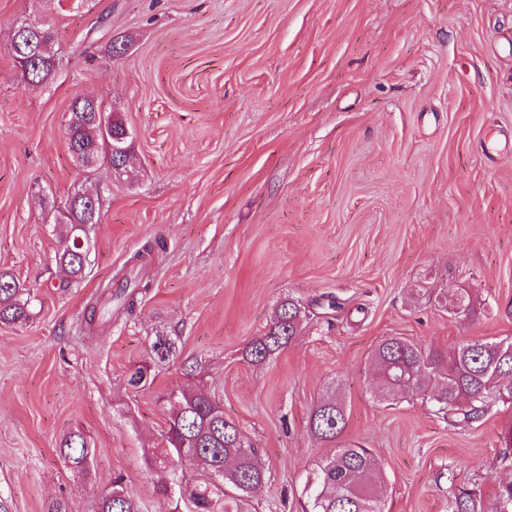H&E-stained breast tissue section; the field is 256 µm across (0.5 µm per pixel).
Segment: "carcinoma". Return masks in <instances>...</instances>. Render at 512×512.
Masks as SVG:
<instances>
[{"label":"carcinoma","instance_id":"cac0c4a2","mask_svg":"<svg viewBox=\"0 0 512 512\" xmlns=\"http://www.w3.org/2000/svg\"><path fill=\"white\" fill-rule=\"evenodd\" d=\"M56 33L43 23L28 32L36 50L32 59L8 51L15 66L30 81H48L58 64ZM109 133L86 103L74 99L66 128L68 150L84 166L100 159L112 160V141L126 131L119 115L108 120ZM89 201L80 191L67 198L59 227L57 261L66 280L63 286L84 277L87 257L76 245L81 225L96 224L100 204L88 209ZM149 290L138 280L134 289L121 295L133 308L139 295ZM473 307L470 293L463 289L449 303V309L466 316ZM32 315V297L20 281L0 270V323L23 324ZM306 308L294 300L278 307L268 330L248 346L246 357L261 364L298 336ZM177 337L156 331L151 341L150 360L135 367L127 379L132 387H144L152 366L164 363L177 353ZM374 374L382 392L389 398L400 393L418 397L432 405L434 413L448 425L463 429L481 420L499 403L512 400V339L465 340L452 350L422 347L398 336L380 341L371 356ZM169 411L164 433L166 452L147 459L155 492L186 512H251L250 495L265 484L267 473L258 461L257 449L246 440L239 425L226 417L214 396L201 388L178 387L162 399ZM347 423L341 396L331 392L313 407L309 428L320 442L335 448L333 454L316 464L307 476L302 494L303 512H384L381 486L384 475L371 449L338 439ZM58 452L70 471L82 475L89 470L96 448L80 428L70 430L59 442ZM200 470L207 480L199 481ZM98 512H142L139 500L123 483L112 479L103 492ZM448 512H512V481L502 482L494 499L487 501L479 490L455 485L448 478Z\"/></svg>","mask_w":512,"mask_h":512}]
</instances>
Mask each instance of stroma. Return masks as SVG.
I'll list each match as a JSON object with an SVG mask.
<instances>
[{"mask_svg":"<svg viewBox=\"0 0 512 512\" xmlns=\"http://www.w3.org/2000/svg\"><path fill=\"white\" fill-rule=\"evenodd\" d=\"M49 20L61 59L31 84L7 52ZM128 51L108 58L114 37ZM90 95L132 133L135 178L81 168L65 128ZM99 190L90 256L62 287L57 209ZM146 251L142 269L134 256ZM0 270L34 298L0 323V500L10 512H97L113 475L143 512H173L147 473L171 389L201 387L258 448L257 512H299L327 445L314 405L338 390L341 436L385 472V512H448V484L493 498L512 480V403L469 429L420 399L387 401L375 345L512 338V0H0ZM134 307L87 327L105 285L135 276ZM474 299L450 313L460 289ZM333 295L262 364L246 347L286 299ZM178 353L126 384L159 328ZM80 427L97 448L77 477L56 448Z\"/></svg>","mask_w":512,"mask_h":512,"instance_id":"1","label":"stroma"}]
</instances>
